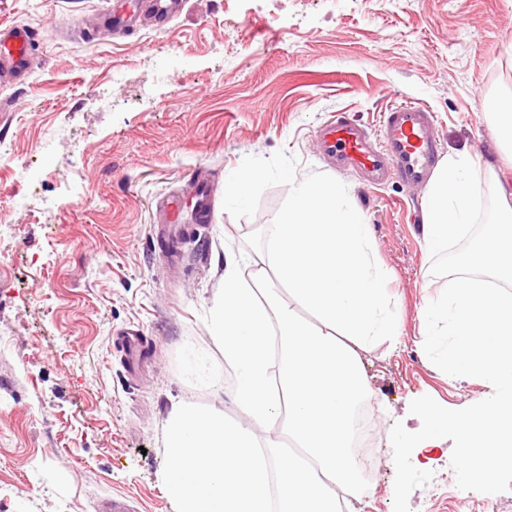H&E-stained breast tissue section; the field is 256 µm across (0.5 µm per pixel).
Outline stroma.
<instances>
[{"mask_svg": "<svg viewBox=\"0 0 512 512\" xmlns=\"http://www.w3.org/2000/svg\"><path fill=\"white\" fill-rule=\"evenodd\" d=\"M107 0H0V26L36 35L26 83L0 80V512H174L162 481L163 432L192 401L231 419L234 373L204 320L224 258L272 223L289 188L263 192L253 217L222 207L225 177L244 157L282 150L296 177L326 173L347 187L371 227L399 321L394 341L362 358L376 398L372 493L356 512H393L388 428L428 395L458 410L483 397L425 355L420 310L447 280L424 248L422 193L392 180L366 188L330 167L315 132L332 113L379 135L387 108H429L442 157L503 159L487 104L512 88V0H188L161 26L112 35ZM211 218L165 249L156 209L197 183ZM143 341L132 367L120 336ZM219 366L205 386L185 358Z\"/></svg>", "mask_w": 512, "mask_h": 512, "instance_id": "obj_1", "label": "stroma"}]
</instances>
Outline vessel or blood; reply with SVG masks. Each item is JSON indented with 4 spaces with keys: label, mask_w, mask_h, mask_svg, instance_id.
I'll use <instances>...</instances> for the list:
<instances>
[{
    "label": "vessel or blood",
    "mask_w": 512,
    "mask_h": 512,
    "mask_svg": "<svg viewBox=\"0 0 512 512\" xmlns=\"http://www.w3.org/2000/svg\"><path fill=\"white\" fill-rule=\"evenodd\" d=\"M185 0H122L103 16L105 24L123 30L139 16L175 18ZM33 30L12 25L0 30V75L22 83L33 63L29 46ZM319 153L333 166L356 173L367 186L377 188L399 179L412 189L428 186L439 162L440 136L430 110L420 105L390 108L385 115L379 138L371 135L345 115H336L316 133ZM193 210H186L180 197H169L162 204L166 224H191L206 220L212 209V192L207 184H198Z\"/></svg>",
    "instance_id": "obj_1"
}]
</instances>
